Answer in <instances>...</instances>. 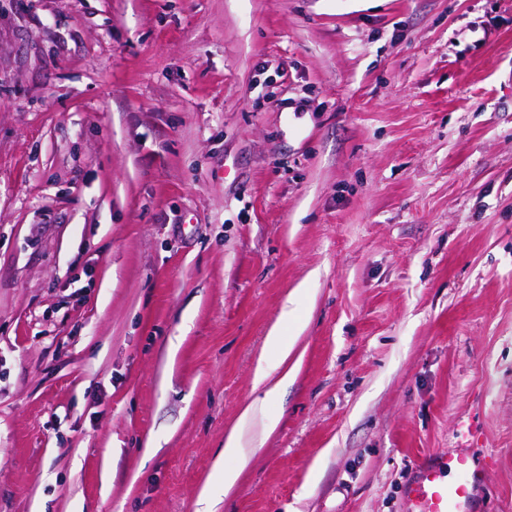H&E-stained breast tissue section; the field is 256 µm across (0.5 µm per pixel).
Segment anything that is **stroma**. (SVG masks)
<instances>
[{
    "label": "stroma",
    "mask_w": 512,
    "mask_h": 512,
    "mask_svg": "<svg viewBox=\"0 0 512 512\" xmlns=\"http://www.w3.org/2000/svg\"><path fill=\"white\" fill-rule=\"evenodd\" d=\"M455 448L512 512V0H0V512H404Z\"/></svg>",
    "instance_id": "obj_1"
}]
</instances>
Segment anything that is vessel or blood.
Instances as JSON below:
<instances>
[{"mask_svg": "<svg viewBox=\"0 0 512 512\" xmlns=\"http://www.w3.org/2000/svg\"><path fill=\"white\" fill-rule=\"evenodd\" d=\"M487 482V469L467 454L442 453L414 467L404 500L408 512H473L475 493Z\"/></svg>", "mask_w": 512, "mask_h": 512, "instance_id": "1", "label": "vessel or blood"}]
</instances>
